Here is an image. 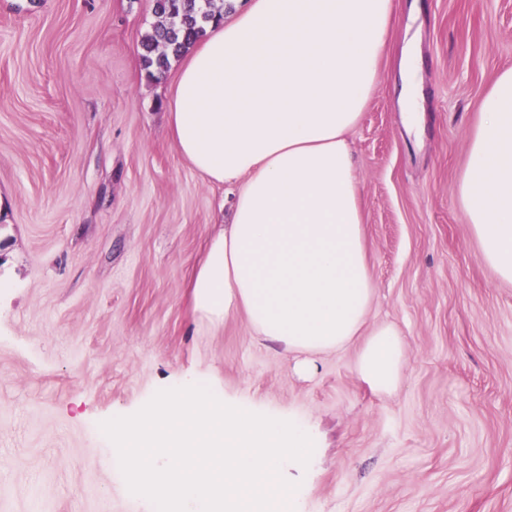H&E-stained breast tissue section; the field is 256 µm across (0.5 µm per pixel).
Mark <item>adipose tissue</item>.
Here are the masks:
<instances>
[{
  "mask_svg": "<svg viewBox=\"0 0 512 512\" xmlns=\"http://www.w3.org/2000/svg\"><path fill=\"white\" fill-rule=\"evenodd\" d=\"M397 19L393 0H238L189 48L168 99L179 153L233 195L189 281L212 327L244 312L295 369L357 344L355 369L394 392L404 343L374 324V285L348 134L376 86ZM421 57L405 47L399 105L416 126ZM457 195L483 261L512 282V69L479 104Z\"/></svg>",
  "mask_w": 512,
  "mask_h": 512,
  "instance_id": "ef3b65f1",
  "label": "adipose tissue"
}]
</instances>
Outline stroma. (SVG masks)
<instances>
[{
    "instance_id": "stroma-1",
    "label": "stroma",
    "mask_w": 512,
    "mask_h": 512,
    "mask_svg": "<svg viewBox=\"0 0 512 512\" xmlns=\"http://www.w3.org/2000/svg\"><path fill=\"white\" fill-rule=\"evenodd\" d=\"M394 0L401 23L351 135L372 319L405 344L396 392L356 348L299 378L244 313L218 328L187 288L224 190L168 129L149 78L153 0H0V512H156L129 492L102 421L184 375L304 422L296 512H512V283L482 261L457 196L480 99L512 68V0ZM424 112L398 102L406 42Z\"/></svg>"
}]
</instances>
